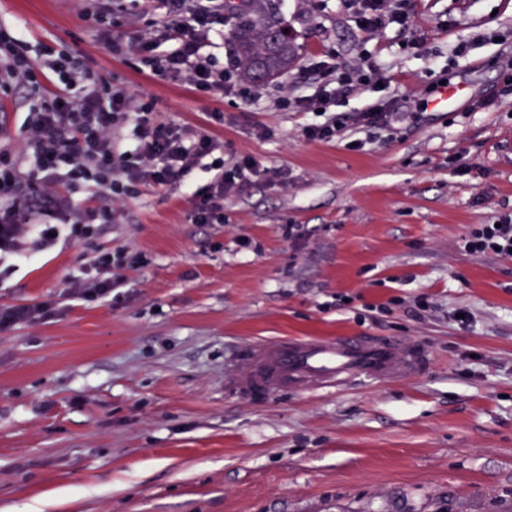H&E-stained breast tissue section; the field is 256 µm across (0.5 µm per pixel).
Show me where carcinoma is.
Instances as JSON below:
<instances>
[{
    "mask_svg": "<svg viewBox=\"0 0 512 512\" xmlns=\"http://www.w3.org/2000/svg\"><path fill=\"white\" fill-rule=\"evenodd\" d=\"M280 0L224 2V19L233 27L235 55L242 75L264 82L285 73L296 61L297 44L284 32L278 16Z\"/></svg>",
    "mask_w": 512,
    "mask_h": 512,
    "instance_id": "carcinoma-1",
    "label": "carcinoma"
}]
</instances>
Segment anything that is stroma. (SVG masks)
Wrapping results in <instances>:
<instances>
[{"label": "stroma", "mask_w": 512, "mask_h": 512, "mask_svg": "<svg viewBox=\"0 0 512 512\" xmlns=\"http://www.w3.org/2000/svg\"><path fill=\"white\" fill-rule=\"evenodd\" d=\"M281 13L300 56L250 103L139 71L73 0H0V26L23 30L39 61L83 60L164 119L210 130L225 157L257 163L220 224L190 223L178 189L129 201L125 223L94 239L145 255L121 300L67 298L83 260L64 239L0 278V305L62 307L0 332V512L43 499L45 512H512V261L461 248L472 225L512 212V104L470 109L512 68V39L478 41L512 30V0H414L408 32L369 41L341 0H283ZM468 39L475 47L454 56ZM363 49L393 80L335 109L397 100L398 133L306 140L303 126L324 114L276 108L277 89L312 94L300 76L313 58L344 67ZM439 77L465 84L468 100L421 107ZM23 94L22 82L0 83L1 154L25 135ZM261 126L271 137H257ZM358 139L364 148L351 149ZM455 156L469 174L452 173ZM269 169L287 170L288 184L268 181ZM386 302L389 313L365 317ZM460 309L468 328L453 319ZM346 335L422 342L433 366L338 394L246 399L227 387L255 341Z\"/></svg>", "instance_id": "35a3bbf8"}]
</instances>
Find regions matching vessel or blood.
<instances>
[{"label": "vessel or blood", "instance_id": "vessel-or-blood-1", "mask_svg": "<svg viewBox=\"0 0 512 512\" xmlns=\"http://www.w3.org/2000/svg\"><path fill=\"white\" fill-rule=\"evenodd\" d=\"M462 85L441 87L430 105L445 110L465 96ZM427 348L418 342L368 336L284 337L252 345L231 383L245 397L309 390L334 392L359 382H394L424 374Z\"/></svg>", "mask_w": 512, "mask_h": 512}]
</instances>
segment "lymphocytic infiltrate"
Instances as JSON below:
<instances>
[{"label": "lymphocytic infiltrate", "mask_w": 512, "mask_h": 512, "mask_svg": "<svg viewBox=\"0 0 512 512\" xmlns=\"http://www.w3.org/2000/svg\"><path fill=\"white\" fill-rule=\"evenodd\" d=\"M160 2L168 18L164 24L146 18L144 0H97L92 16L100 25L111 27L117 12L138 24L133 32L112 39V54L134 59L141 70L168 82L224 97L250 98V91L218 64L217 52L224 47V0ZM342 2L365 37L392 24L403 32L410 28L411 0ZM0 55L10 57L12 75L25 80L30 112L19 157L0 158V259H30L29 241L46 248L54 245L56 232L66 230L68 239L84 249L85 272L68 283L66 295L71 300H114L116 290L126 284L125 270L145 265L143 253L132 245L102 252L90 244L100 225L124 223L127 202L143 189L184 188L185 176L204 167L209 183L205 191H191L190 219L195 224H220L225 198L241 192L256 171L251 156L225 159L223 145L207 131L160 119L153 103L69 56L50 63L60 86L44 93L34 75L38 63L29 56L23 33L0 32ZM308 72L318 83V92L281 94L280 108L327 110L358 86L379 88L389 81L365 50L346 68L318 58ZM399 120L393 100L387 99L356 112L330 114L324 122L303 127L302 133L306 140L329 143L350 124L391 133ZM27 153L37 160L36 168L29 171L20 160ZM62 162L69 166L72 190L68 193L51 189ZM75 190L83 193V200L73 201ZM463 249L474 256L512 260V214L502 215L496 225H473ZM58 311L53 299L1 304L0 331L44 323Z\"/></svg>", "instance_id": "obj_1"}]
</instances>
